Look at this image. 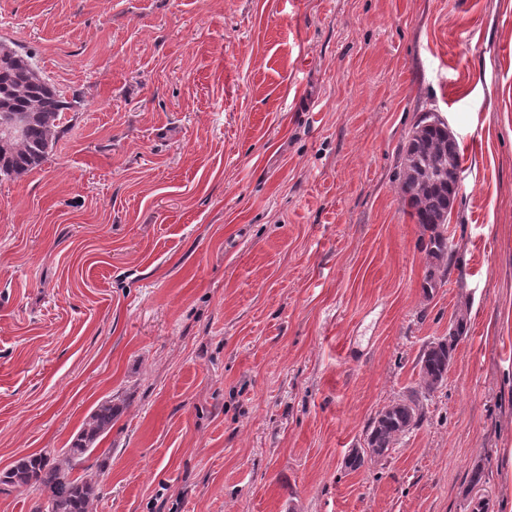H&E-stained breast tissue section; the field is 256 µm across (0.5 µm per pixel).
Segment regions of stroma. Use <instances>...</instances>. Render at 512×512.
I'll use <instances>...</instances> for the list:
<instances>
[{"instance_id": "stroma-1", "label": "stroma", "mask_w": 512, "mask_h": 512, "mask_svg": "<svg viewBox=\"0 0 512 512\" xmlns=\"http://www.w3.org/2000/svg\"><path fill=\"white\" fill-rule=\"evenodd\" d=\"M70 109L0 178V472L93 512H489L512 501V0H0ZM462 150L433 293L399 192L421 113ZM467 327L427 419L347 468ZM463 317H456L447 336L427 344L420 353L417 361L419 365L418 387L423 398L428 399L431 393L441 387L448 374V366L452 352L463 333ZM113 417L112 401H105L86 419L77 441L62 459L51 460L46 454L24 457L0 474V485L37 487L47 504L44 510L40 506L39 512H92L95 483L82 475L71 477V472L112 428Z\"/></svg>"}]
</instances>
